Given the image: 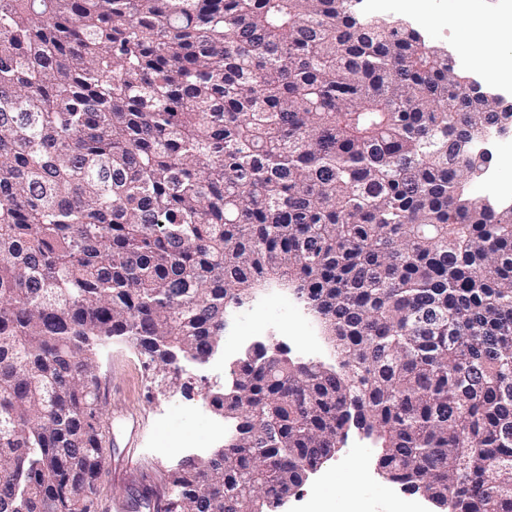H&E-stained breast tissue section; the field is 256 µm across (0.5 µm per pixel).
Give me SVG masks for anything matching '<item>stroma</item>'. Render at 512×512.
Listing matches in <instances>:
<instances>
[{
	"mask_svg": "<svg viewBox=\"0 0 512 512\" xmlns=\"http://www.w3.org/2000/svg\"><path fill=\"white\" fill-rule=\"evenodd\" d=\"M247 334L254 340L276 347L287 345L292 359L335 364L337 354L321 322L292 291L276 286L254 294L238 309L224 332L210 364L188 365L176 387L163 383L159 373L144 365V358L125 340L113 341L98 362L101 380L112 386L113 443L104 451L105 464L95 482L98 502L112 499L123 505L122 512H153L167 508L168 499L158 498L157 487H170L171 476L193 448L211 449L224 439L212 435L209 423L215 417L211 395L217 386L227 385L228 368L239 360L244 347L234 337ZM136 415L138 469L136 477L124 478L122 467L127 450L126 414ZM379 450L362 431L350 429L344 443L323 470L294 489L278 512H306L311 491L324 471L334 472L336 481L326 492L332 512H391L394 500L413 502L417 512H439L422 493L403 491L398 484L379 475Z\"/></svg>",
	"mask_w": 512,
	"mask_h": 512,
	"instance_id": "obj_1",
	"label": "stroma"
}]
</instances>
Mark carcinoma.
Here are the masks:
<instances>
[{"label":"carcinoma","mask_w":512,"mask_h":512,"mask_svg":"<svg viewBox=\"0 0 512 512\" xmlns=\"http://www.w3.org/2000/svg\"><path fill=\"white\" fill-rule=\"evenodd\" d=\"M358 0H0V512H94L97 353L176 380L261 282L339 368L259 346L170 512H261L352 428L448 512H512V207L467 191L502 104Z\"/></svg>","instance_id":"carcinoma-1"}]
</instances>
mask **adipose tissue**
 I'll return each mask as SVG.
<instances>
[{
    "instance_id": "1",
    "label": "adipose tissue",
    "mask_w": 512,
    "mask_h": 512,
    "mask_svg": "<svg viewBox=\"0 0 512 512\" xmlns=\"http://www.w3.org/2000/svg\"><path fill=\"white\" fill-rule=\"evenodd\" d=\"M449 21L460 31L461 50L470 55L475 67L488 80H501L512 70V21L496 14L488 15L478 10L473 0H449ZM497 29L501 35L498 48H488L485 33Z\"/></svg>"
}]
</instances>
